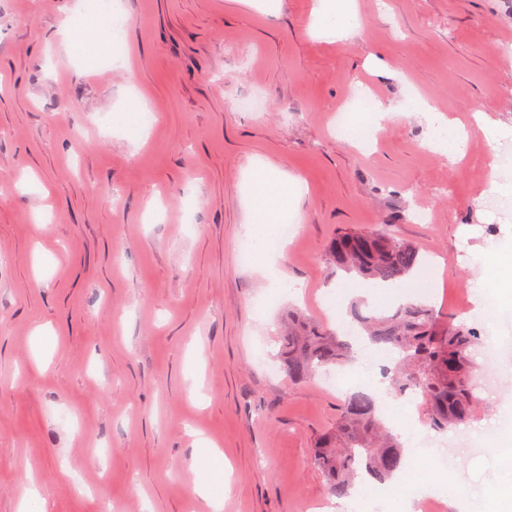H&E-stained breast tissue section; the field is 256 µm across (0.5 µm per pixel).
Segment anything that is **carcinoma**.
<instances>
[{"label":"carcinoma","instance_id":"cac0c4a2","mask_svg":"<svg viewBox=\"0 0 512 512\" xmlns=\"http://www.w3.org/2000/svg\"><path fill=\"white\" fill-rule=\"evenodd\" d=\"M327 260L338 270L382 283L399 282L426 264L420 248L400 238L394 224L337 233ZM351 317L370 343L397 351L394 366H383L381 374L396 395L419 393L430 429L445 432L469 420L477 406L479 367L473 350L480 336L475 329L452 317L441 319L419 301L389 315H365L355 307ZM353 357L351 343L337 331L298 313L288 317L280 358L292 380L303 381L322 367L347 365ZM311 463L326 477L329 495L337 497L348 495L359 481L384 484L406 465L399 435L385 425L375 397L364 391L346 398L336 431L318 441Z\"/></svg>","mask_w":512,"mask_h":512}]
</instances>
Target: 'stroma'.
<instances>
[{
	"mask_svg": "<svg viewBox=\"0 0 512 512\" xmlns=\"http://www.w3.org/2000/svg\"><path fill=\"white\" fill-rule=\"evenodd\" d=\"M86 5L0 0V512L34 491L49 512H314L312 448L364 367L337 388L264 360L291 312L337 326V289L396 307L328 264L338 231L397 224L432 256L437 314L478 329L494 302L512 334V300L478 287L482 256L512 255V209L483 201L512 180L494 166L512 150V5L352 0L339 41L312 29L320 0H100L127 25L92 69L59 36ZM247 94L262 111L235 109ZM361 95L387 114L364 144L335 128ZM423 100L466 131L464 156L426 148ZM261 164L301 187L267 259L240 248ZM477 394L458 430L480 452L429 449L387 512L425 474L469 512H512L490 497L512 485V351Z\"/></svg>",
	"mask_w": 512,
	"mask_h": 512,
	"instance_id": "obj_1",
	"label": "stroma"
}]
</instances>
